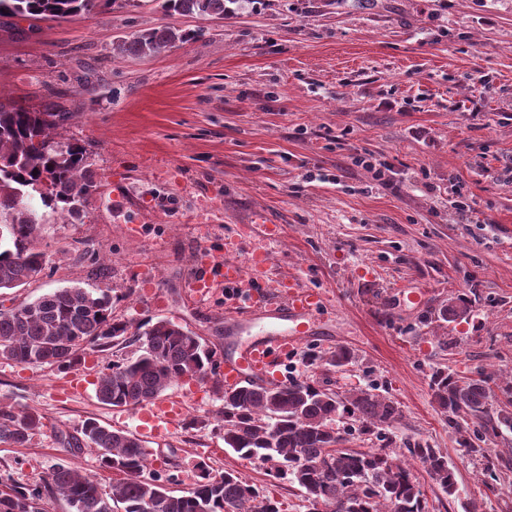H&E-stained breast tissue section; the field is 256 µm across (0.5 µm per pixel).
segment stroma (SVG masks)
I'll list each match as a JSON object with an SVG mask.
<instances>
[{
  "mask_svg": "<svg viewBox=\"0 0 512 512\" xmlns=\"http://www.w3.org/2000/svg\"><path fill=\"white\" fill-rule=\"evenodd\" d=\"M158 26L195 38L148 57L116 51ZM0 93L67 112L57 134L82 140L99 184L83 223L46 214L45 273L0 290L1 309L107 284L116 318L165 319L224 351V296L190 295L193 255L245 264L264 249L263 281L293 275L328 298L322 333L282 375L339 392L372 384L395 401L402 419L385 439L428 441L455 475L451 497L413 469L425 512H465L470 501L512 512V433L491 445L504 462L491 481L430 389L438 369L512 372V183L500 178L512 167V0H247L221 20L167 13L160 0H97L69 21L2 17ZM357 152L390 163L389 184L350 165ZM452 175L471 218L448 203ZM257 214L280 225L277 240L254 230ZM460 293L470 318L438 323ZM339 346L356 354L344 370L312 366ZM128 354L119 344L88 351L92 373L77 392L56 369L0 358V401L46 423L25 446L0 445V484L35 487L65 461L111 485L94 452L67 455L54 434L88 418L139 432L137 411L96 397L98 375ZM163 396L183 407L172 435L146 443L166 488H191L202 461L212 475L246 478L282 512H308L287 480L225 448L213 381L186 378Z\"/></svg>",
  "mask_w": 512,
  "mask_h": 512,
  "instance_id": "stroma-1",
  "label": "stroma"
}]
</instances>
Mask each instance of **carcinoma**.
Masks as SVG:
<instances>
[{"instance_id": "obj_1", "label": "carcinoma", "mask_w": 512, "mask_h": 512, "mask_svg": "<svg viewBox=\"0 0 512 512\" xmlns=\"http://www.w3.org/2000/svg\"><path fill=\"white\" fill-rule=\"evenodd\" d=\"M239 0H162L167 13L222 19L235 12ZM96 0H0L1 17L34 21H65L88 15ZM192 34L173 27L146 30L121 41L116 50L146 57L184 43ZM55 105L27 109L0 95V290L22 287L39 279L46 253L39 248L43 215L39 207L83 223L80 205L97 190L85 146L73 138L54 136ZM39 199L41 206L34 204ZM112 289L63 288L0 309V356L21 364L67 370L88 347L104 351L120 338L135 346L133 355L112 364L98 383V399L114 408H135L158 397L174 382L191 377L214 378L216 350L191 331L168 321L142 324L128 333L125 322L112 317ZM464 293L441 306L437 318L448 323L471 313ZM353 353L338 347L325 364L340 368ZM491 374L462 379L437 370L431 378L434 403L447 414L448 426L470 454L487 457L481 444L512 432V376L499 385L505 406L490 410ZM224 447L241 458L266 465L270 475L286 479L321 512H425L418 483L405 460L430 463L433 478L450 496L456 492L454 473L439 449L423 441L393 448H340L333 422L379 435L401 419V411L375 386L342 396L309 377L290 378L281 386L252 380L232 391L222 390ZM44 427L33 411L0 405V443L21 447ZM66 452L85 447L99 454V466L121 475L105 493L97 480L65 463L56 465L34 488L0 489V512H49L48 502L64 499L71 512H281L279 501L259 493L234 472L211 475L196 464L199 480L179 494L166 490L159 476L147 472L150 452L136 435L114 430L93 418L72 433H57Z\"/></svg>"}]
</instances>
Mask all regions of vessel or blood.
<instances>
[{"label": "vessel or blood", "instance_id": "1", "mask_svg": "<svg viewBox=\"0 0 512 512\" xmlns=\"http://www.w3.org/2000/svg\"><path fill=\"white\" fill-rule=\"evenodd\" d=\"M267 261L266 252L258 250L253 252L246 266L229 260L219 261L203 249L196 255L190 278L191 291L193 295L204 297L213 289H223L228 334H236L258 320L269 323L268 328L244 344L238 356L225 359L220 373L228 389L236 388L247 375L282 385V364L302 340L314 333L319 311L327 303L323 292L305 287L291 277L279 280L283 297L275 299L258 279L246 275L247 269H259ZM142 415L151 432L165 436L175 429L181 408L174 401H153L143 407Z\"/></svg>", "mask_w": 512, "mask_h": 512}]
</instances>
